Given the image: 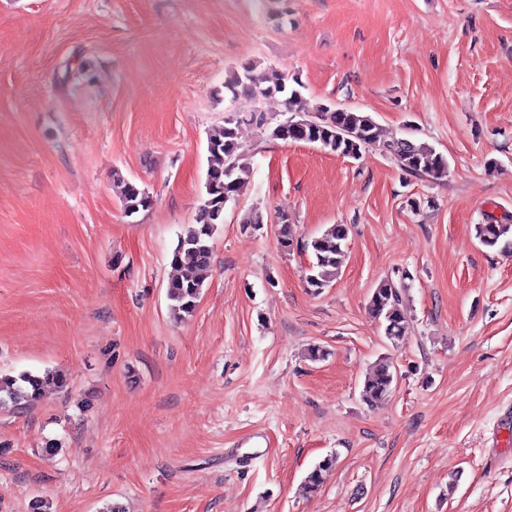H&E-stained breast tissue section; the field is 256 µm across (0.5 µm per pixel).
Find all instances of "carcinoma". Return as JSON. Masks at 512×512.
Returning <instances> with one entry per match:
<instances>
[{
    "mask_svg": "<svg viewBox=\"0 0 512 512\" xmlns=\"http://www.w3.org/2000/svg\"><path fill=\"white\" fill-rule=\"evenodd\" d=\"M232 95H271L285 90L284 78L270 68L264 75H256L250 67L243 68L225 83ZM289 117L272 126L260 110L240 114L231 113L224 124L211 130L207 142L206 197L198 208L195 226L178 238L170 257V265L178 275L168 282L167 296L170 310L182 317L194 313L204 284V273L211 265L213 238L217 225L224 223V197L236 200L242 193L245 152L239 143L238 130L249 124L268 131L273 139L284 142L318 144L341 155L357 159L367 148L379 142V128L373 118L364 112L336 111L322 104L313 111L301 106V94L293 89L285 101ZM382 150L407 175L434 180L448 175V161L425 142L410 138L393 139L382 143ZM120 195L125 211L135 214L151 205L145 190L130 181H120ZM279 244L289 251L295 242L294 225L288 212L277 214ZM349 229L345 224H331L320 236L305 244L311 250L313 261L305 276L307 287L318 292L327 287L341 268ZM475 235L481 245L501 251L512 250V218L489 220L475 225ZM404 273L399 281L386 279L373 290L367 304L370 316L383 330L385 338L395 345L404 336L407 320L402 307L406 292ZM397 372L391 358L380 357L367 373L362 388L364 401L374 406L384 401L394 390ZM65 389L67 378L57 372L37 374L22 372L16 376L0 375V408L9 406L19 412L38 402L49 387ZM333 465L328 458L318 463L307 475L305 488L317 491L322 484V472Z\"/></svg>",
    "mask_w": 512,
    "mask_h": 512,
    "instance_id": "obj_1",
    "label": "carcinoma"
}]
</instances>
